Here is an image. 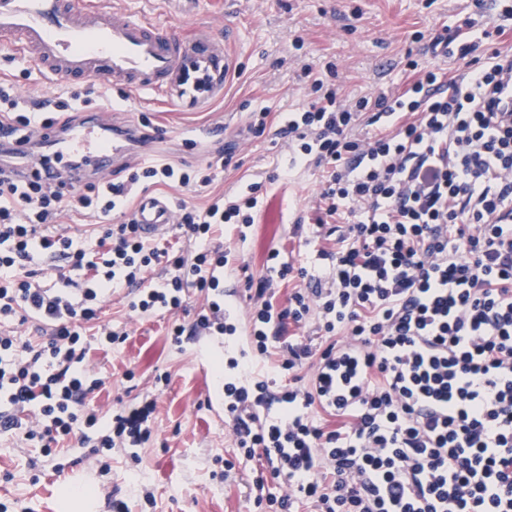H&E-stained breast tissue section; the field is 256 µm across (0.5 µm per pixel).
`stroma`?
Returning a JSON list of instances; mask_svg holds the SVG:
<instances>
[{
	"instance_id": "stroma-1",
	"label": "stroma",
	"mask_w": 512,
	"mask_h": 512,
	"mask_svg": "<svg viewBox=\"0 0 512 512\" xmlns=\"http://www.w3.org/2000/svg\"><path fill=\"white\" fill-rule=\"evenodd\" d=\"M96 3L175 23L185 32L199 23L230 22L236 33L230 45L234 69L223 99L207 112H180L154 97L125 111L122 93L111 84L79 81L52 87L31 62L1 48L0 77L30 97L77 92L96 101L109 99L121 108L117 120L127 124L136 126L148 117L157 130L144 154L148 160L197 169L218 144H233L234 165L217 176L211 192L257 175L276 176L246 241H239L230 226L215 237L231 252L224 286L242 297L248 280L265 275L271 250H280L282 260L317 277L328 267L317 255V244L295 234L293 225L296 216L307 212L322 171L314 166L292 169L277 124H269L262 135L250 134L252 111L266 107L276 115L305 105V64L320 74L335 63L336 86L344 99L402 91L409 82L406 56L432 67L448 66L414 41V31L442 27L463 6L462 0H200L191 17L182 20L174 0ZM201 304L195 297L183 308L154 317L130 313L120 292L104 304L106 319L126 323L129 337L110 348L94 346L89 354L95 372L106 380L97 398L99 409L115 413L145 396L156 401L155 429L139 450L140 464L118 452L94 455L77 446L46 456L35 447L18 448L14 437L0 434V503L19 504L26 512H64L65 492L89 482L110 486L114 498L127 502L131 512H254L250 487L259 479L269 489L275 483L259 461L239 457L231 426L209 412L208 402L224 376L213 369L201 371L197 361L211 362L218 354L203 351L202 337L186 336L177 344L167 334L173 321H191ZM164 373L170 380L163 385L157 378ZM59 464L64 474H55ZM144 486L153 489L154 503L140 496Z\"/></svg>"
}]
</instances>
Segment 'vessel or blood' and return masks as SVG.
Segmentation results:
<instances>
[{"label": "vessel or blood", "instance_id": "1", "mask_svg": "<svg viewBox=\"0 0 512 512\" xmlns=\"http://www.w3.org/2000/svg\"><path fill=\"white\" fill-rule=\"evenodd\" d=\"M0 45L24 56L48 82L66 85L79 79L103 80L134 95L156 94L184 112H202L224 96L234 66L228 39L205 25L191 37L94 0H0ZM133 126L116 122L109 106L83 112L56 150L88 159L91 178L132 162ZM137 219L143 236L161 238L172 229L173 213L165 199L141 195ZM241 314L224 310L231 355L244 357L238 343Z\"/></svg>", "mask_w": 512, "mask_h": 512}]
</instances>
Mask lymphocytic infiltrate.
Masks as SVG:
<instances>
[{
    "label": "lymphocytic infiltrate",
    "mask_w": 512,
    "mask_h": 512,
    "mask_svg": "<svg viewBox=\"0 0 512 512\" xmlns=\"http://www.w3.org/2000/svg\"><path fill=\"white\" fill-rule=\"evenodd\" d=\"M511 28L512 8L490 23L472 0L426 46L464 69L411 60L403 92L353 102L316 78L314 100L280 127L293 165L325 169L309 216L296 222L334 243L318 251L325 286H294L283 306L280 281L307 271L270 253L247 308L251 360L241 385L224 388L239 456H263L279 482L276 495L255 483L268 512L301 502L314 512H512V110L497 98L512 84V48L493 41ZM86 105L77 94L24 97L0 81V433L47 454L75 439L137 464L156 403L143 398L109 421L96 408L104 380L88 354L128 335L102 323L103 304L124 287L143 317L181 308L194 292L211 300L214 271L229 263L214 233L254 224L263 184L187 202L231 165L224 147L201 171L145 160L119 180L73 183L84 162L71 157L56 181L24 183L11 143L51 164L46 130L64 133L59 113ZM151 186L180 190L172 208L192 257L141 237L131 203ZM72 209L98 224L81 235L59 227ZM38 256L51 261L47 274L31 269ZM311 318L319 348L293 332ZM26 323L40 344L19 341ZM258 359L269 364L261 375ZM318 410L335 427L317 424Z\"/></svg>",
    "instance_id": "1"
}]
</instances>
